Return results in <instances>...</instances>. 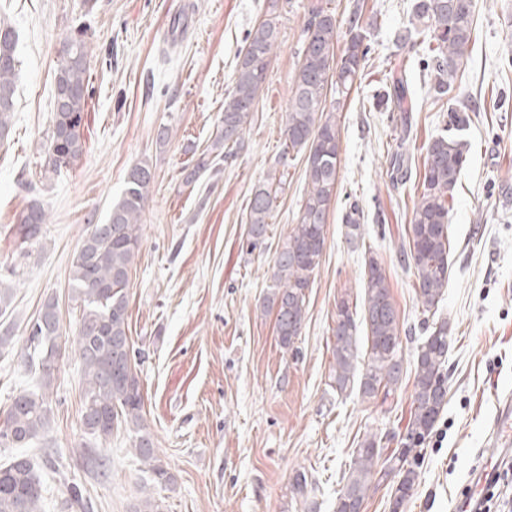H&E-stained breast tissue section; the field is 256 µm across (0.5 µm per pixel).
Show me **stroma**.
Masks as SVG:
<instances>
[{
  "label": "stroma",
  "mask_w": 512,
  "mask_h": 512,
  "mask_svg": "<svg viewBox=\"0 0 512 512\" xmlns=\"http://www.w3.org/2000/svg\"><path fill=\"white\" fill-rule=\"evenodd\" d=\"M313 0H0L18 33L21 61L12 134L0 144V281L10 287L4 319L13 343L0 350V413L14 395L36 388L20 352L25 328L56 298L66 333L76 328L68 296L72 261L89 220L104 221L129 169L154 170L142 244L128 300L129 334L138 357L146 419L158 451L176 476L153 487L165 512H334L336 497L365 437L386 450L399 445L411 412L413 357L425 338L416 278L400 249L417 200V170L447 104L467 108V165L450 212L448 288L439 313L448 322V402L422 452L414 494L394 508V480L373 484L363 512H452L475 470L496 459L489 433L497 397L512 392V0H475L474 45L465 76L446 103L436 102L424 62L426 45L401 49L400 29L414 0H327L348 37L354 4L371 18V52L360 86L338 114V192L321 263L306 295L293 349H281L268 308L273 260L295 222L307 185L303 154L283 155L282 129L302 30ZM279 39L268 81L236 156L219 159L192 185L182 181L216 140L244 40L269 13ZM184 33L172 40L174 18ZM87 29L91 47L85 152L68 172L45 178L40 146L52 119L56 51L62 33ZM412 93L411 133L393 113L373 107L391 77ZM171 135L158 145L157 131ZM409 157L410 177L393 182L390 155ZM283 175L277 207L258 245L249 242L248 204L269 171ZM49 212L42 237L19 248L14 227L31 199ZM360 227L349 238L345 216ZM385 270L396 305L404 372L388 399L337 393L332 353L336 304L364 299L366 251ZM46 447L58 449L60 475L47 484L44 512H59L67 477L77 476L87 512H129L146 476L126 433L101 444L104 472L83 457L93 440L80 425L81 366L73 348L55 364ZM313 484L292 486L296 471Z\"/></svg>",
  "instance_id": "1"
}]
</instances>
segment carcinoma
Masks as SVG:
<instances>
[{
    "label": "carcinoma",
    "mask_w": 512,
    "mask_h": 512,
    "mask_svg": "<svg viewBox=\"0 0 512 512\" xmlns=\"http://www.w3.org/2000/svg\"><path fill=\"white\" fill-rule=\"evenodd\" d=\"M474 11L468 0H414L411 26L398 36L401 44L423 40L433 53L431 82L435 94L443 96L459 78L469 58L474 34ZM360 9L349 19V37L336 52L337 20L321 3L308 9L303 45L294 76L283 130V154L305 153L304 178L307 194L302 200L292 228L273 264L276 288L270 299L275 307L276 331L280 346L290 348L301 334L306 312L305 291L319 267L325 243V224L337 192L339 132L337 112L345 104L356 81L362 78L370 52L369 28ZM279 38L277 17L268 15L245 39L238 55L234 86L224 98L222 128L215 145L224 147V156L241 148V135L259 91L265 85L272 52ZM15 29L0 21V142L9 136L15 108L16 80L20 71ZM90 46L86 33L75 28L62 34L54 76L52 128L44 145L45 172L72 167L85 152ZM334 98L327 100V94ZM387 112L411 110L406 79L396 77L380 95ZM470 125L464 108L449 106L448 123L426 146L420 194L408 226L409 249L402 250L406 266L414 270L416 294L422 308H438L448 287L451 252L450 202L467 162L461 140ZM154 181L152 165H135L125 181L106 222L89 225L76 252L70 276V299L80 312L75 331V352L81 363L83 403L81 423L85 433L105 441L112 433L125 430L134 455L145 466L147 481L171 487L175 475L154 446L145 418V402L136 370L129 336L126 289L140 250V224ZM282 179L267 175L249 202L250 234L253 242L265 235L273 216ZM48 214L34 200L18 215L15 235L20 244H30L42 235ZM366 288L362 322L367 350L359 353L357 321L350 301L336 303L333 357L336 363V390L343 392L357 383L362 399L371 400L384 392L389 396L403 371L398 313L387 276L377 258L365 260ZM22 362L40 373V386L19 392L0 419V447L26 448L39 440L50 414V379L60 353L63 327L55 299H48L28 328ZM448 322L435 323L415 353V383L410 420L400 441L401 448L382 457L380 440L372 436L356 449L341 492L336 512H356L363 507L371 483L397 470L395 508H400L418 483L421 448L433 431L448 396ZM46 492L44 464L24 454L0 464V512H43ZM61 509L83 512L86 505L82 487H67Z\"/></svg>",
    "instance_id": "carcinoma-1"
}]
</instances>
